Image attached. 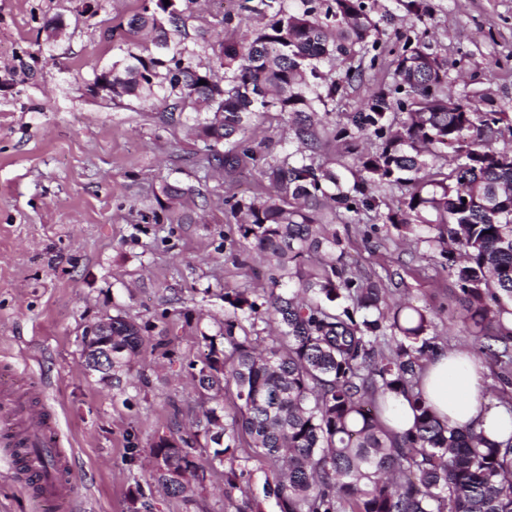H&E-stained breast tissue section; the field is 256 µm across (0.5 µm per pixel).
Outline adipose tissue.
I'll return each instance as SVG.
<instances>
[{
  "mask_svg": "<svg viewBox=\"0 0 512 512\" xmlns=\"http://www.w3.org/2000/svg\"><path fill=\"white\" fill-rule=\"evenodd\" d=\"M421 390L448 425L473 428L493 441L512 437V413L484 401L481 368L473 358L437 352L427 362Z\"/></svg>",
  "mask_w": 512,
  "mask_h": 512,
  "instance_id": "adipose-tissue-1",
  "label": "adipose tissue"
}]
</instances>
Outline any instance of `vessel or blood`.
I'll return each mask as SVG.
<instances>
[{"label":"vessel or blood","instance_id":"b4317fda","mask_svg":"<svg viewBox=\"0 0 512 512\" xmlns=\"http://www.w3.org/2000/svg\"><path fill=\"white\" fill-rule=\"evenodd\" d=\"M43 391L30 373L0 369V447L9 449L10 470L48 512H74L71 462L61 455V437Z\"/></svg>","mask_w":512,"mask_h":512}]
</instances>
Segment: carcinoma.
<instances>
[{
	"mask_svg": "<svg viewBox=\"0 0 512 512\" xmlns=\"http://www.w3.org/2000/svg\"><path fill=\"white\" fill-rule=\"evenodd\" d=\"M375 0H242L239 8L271 22L239 42L224 43V76L199 84L196 52L166 25L184 22L179 0H153L130 22L124 55L112 62L118 100L162 97L175 121L180 102L207 104L195 127L206 169L232 178L261 169L271 192L225 197L239 237L265 263L268 292L252 299L233 288L224 302L233 313L219 335L228 349L210 345L186 371L200 411L197 429L248 437L244 457L278 468L266 490L279 512H512V437L491 441L473 429L441 422L420 391L423 362L436 350L431 315L389 300L379 279L362 275L347 260L336 220L348 213L391 225L439 250L442 266L460 291L463 321L486 341L501 376L512 371V149L494 142L512 136V113L477 92L444 93L445 60L408 38L392 60L393 81L372 92L356 112L333 116L328 103L362 80L349 67L325 74L324 62L369 56L384 60L376 38ZM405 21H425V0H405ZM150 36L145 53L133 37ZM288 116L294 164L269 160L249 135L258 112ZM336 145L335 168L319 160L323 139ZM232 142L221 150L220 145ZM400 191L397 205L381 211L377 188ZM167 203L154 223L182 224L188 189L168 184ZM262 322L272 339L252 345L243 322ZM148 325L112 316L113 382L128 374L146 346ZM235 387L232 422L222 424L216 395ZM402 398L414 412L401 434L382 420L381 401ZM169 435L180 444L153 440L151 453L165 470L149 480L188 498L205 481L203 456L230 452L196 448L197 433ZM194 470L192 481L171 473ZM247 471L230 468L226 482L249 497Z\"/></svg>",
	"mask_w": 512,
	"mask_h": 512,
	"instance_id": "carcinoma-1",
	"label": "carcinoma"
}]
</instances>
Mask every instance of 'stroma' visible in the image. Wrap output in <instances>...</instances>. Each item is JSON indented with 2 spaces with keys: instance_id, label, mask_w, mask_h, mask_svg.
Masks as SVG:
<instances>
[{
  "instance_id": "1",
  "label": "stroma",
  "mask_w": 512,
  "mask_h": 512,
  "mask_svg": "<svg viewBox=\"0 0 512 512\" xmlns=\"http://www.w3.org/2000/svg\"><path fill=\"white\" fill-rule=\"evenodd\" d=\"M0 0V365L29 367L56 411L72 460L78 512H239L243 497L224 474L247 466L253 512H278L264 488L268 464L245 461L246 442L208 467L192 501L149 484L146 464L157 433L187 426L198 410L183 365L225 343L219 325L229 288L262 290L266 267L224 236V199L267 187L259 170L241 180L204 173L193 108L178 122L162 101L111 102L94 96L95 71L120 56L125 27L143 0ZM239 0H198L186 42L203 68L218 69L222 43L247 34L255 17ZM380 38L400 51L405 34L445 58L454 93L480 91L512 106V0H427L426 23L408 28L395 0H378ZM233 13L224 23L225 13ZM63 20L55 42L43 26ZM192 188L186 224H157L162 188ZM339 232L365 274L388 277L391 298L433 314L438 346L477 354L489 402L512 401L494 359L462 321L458 290L438 253L398 244L387 224H349ZM148 325L151 342H170L173 359L144 353L137 373L108 388L81 357L83 328L105 315ZM143 490L144 501L134 499Z\"/></svg>"
}]
</instances>
